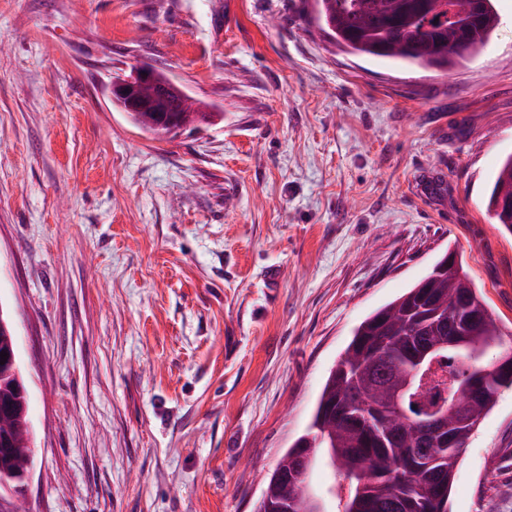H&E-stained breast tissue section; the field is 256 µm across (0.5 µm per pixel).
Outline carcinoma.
<instances>
[{
	"mask_svg": "<svg viewBox=\"0 0 512 512\" xmlns=\"http://www.w3.org/2000/svg\"><path fill=\"white\" fill-rule=\"evenodd\" d=\"M315 19L323 23L336 42L349 52L384 58L406 66L449 73L461 62L478 55L499 25L496 0H476L466 13H420L407 0H314ZM128 117L142 132L163 137L166 128L143 112ZM487 211L494 223L512 234V153L506 156L493 179ZM396 299L368 315L354 330L344 350L345 361L331 370L305 435L288 448L267 478L266 492L256 512H284L300 503L295 512H308L312 504L307 480L295 471L305 456L325 448L335 476L349 481L344 512H448L455 468L473 431L474 423L454 422L450 440L423 433L408 424L406 436L391 440L386 422L370 405L351 397L365 392L371 401L384 387H393L415 366L412 352L424 344L440 345L458 332L468 333L467 350L437 351L440 365L450 378L480 377L486 384L475 404L476 418L494 405L499 390L512 386V370L495 366L488 357L512 338L504 340L501 328L483 296L474 288L464 265L453 251L446 252L420 280ZM15 349L9 322L0 315V353ZM0 364V496L5 486L21 484V476L33 463L28 417L15 410L19 399L16 380L3 377ZM456 387L433 388L426 395L409 390L405 408L421 420L437 406H452ZM415 461L422 472L415 484L405 479L404 465Z\"/></svg>",
	"mask_w": 512,
	"mask_h": 512,
	"instance_id": "cac0c4a2",
	"label": "carcinoma"
}]
</instances>
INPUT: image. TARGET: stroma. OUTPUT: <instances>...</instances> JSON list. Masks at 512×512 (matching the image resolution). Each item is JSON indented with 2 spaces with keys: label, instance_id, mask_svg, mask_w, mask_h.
I'll return each instance as SVG.
<instances>
[{
  "label": "stroma",
  "instance_id": "1",
  "mask_svg": "<svg viewBox=\"0 0 512 512\" xmlns=\"http://www.w3.org/2000/svg\"><path fill=\"white\" fill-rule=\"evenodd\" d=\"M450 76L357 56L313 0H0V310L28 390L29 512H255L370 313L461 255L512 335V0ZM212 112L174 138L135 62ZM449 512H512V387ZM137 66L132 69L130 76H117L112 79L108 90L109 97L114 100L122 109H125L128 117L143 133L163 137L168 136L166 128L157 125L144 112H174L166 104L167 89L160 87V94L153 99H144L139 94L140 86L148 81L154 80V73L164 76L152 67ZM113 102V101H112ZM512 153L506 156L493 179L487 211L494 224L512 234Z\"/></svg>",
  "mask_w": 512,
  "mask_h": 512
}]
</instances>
